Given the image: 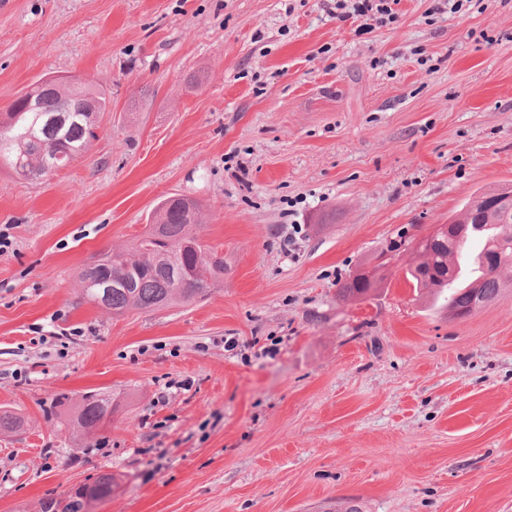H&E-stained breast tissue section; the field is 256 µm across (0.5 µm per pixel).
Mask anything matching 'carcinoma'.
<instances>
[{"label":"carcinoma","mask_w":512,"mask_h":512,"mask_svg":"<svg viewBox=\"0 0 512 512\" xmlns=\"http://www.w3.org/2000/svg\"><path fill=\"white\" fill-rule=\"evenodd\" d=\"M32 96L39 111H25L24 100ZM111 111L105 91L81 80L67 86H52L43 80L20 95L0 113V166L25 177L45 168L59 170L82 156L96 137L104 113ZM495 196L483 192L468 200L450 223L464 227L453 248L439 241L431 246L415 245L421 260L408 266L405 275L412 287L434 292L445 306L469 315L477 306L495 300L505 286L504 272L512 270V222L479 220L474 213ZM200 207L181 197L161 201L152 224L131 248L111 251L87 263L80 272L84 298L109 312L130 309H160L205 298L224 277V256L217 247L201 243ZM482 235L486 243L477 254V274L467 288H450L454 258L470 239ZM376 283L374 273L356 274L343 296L361 298ZM112 421V399L100 394L85 395L77 406L76 424L89 434ZM112 495V475L102 474L76 491L52 501L54 512H87V498L100 500Z\"/></svg>","instance_id":"1"}]
</instances>
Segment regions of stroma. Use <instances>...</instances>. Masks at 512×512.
Here are the masks:
<instances>
[{
  "mask_svg": "<svg viewBox=\"0 0 512 512\" xmlns=\"http://www.w3.org/2000/svg\"><path fill=\"white\" fill-rule=\"evenodd\" d=\"M0 0V113L112 97L89 151L0 168V512L112 474L91 512H512V287L463 318L409 245L512 190V0ZM224 254L205 299L122 315L91 257L163 199ZM362 298L339 290L360 270ZM112 397L90 435L85 394ZM389 0H360V5L354 8V13L362 21L361 26L371 27L373 22L381 23L385 15H389L391 9L388 8Z\"/></svg>",
  "mask_w": 512,
  "mask_h": 512,
  "instance_id": "35a3bbf8",
  "label": "stroma"
}]
</instances>
